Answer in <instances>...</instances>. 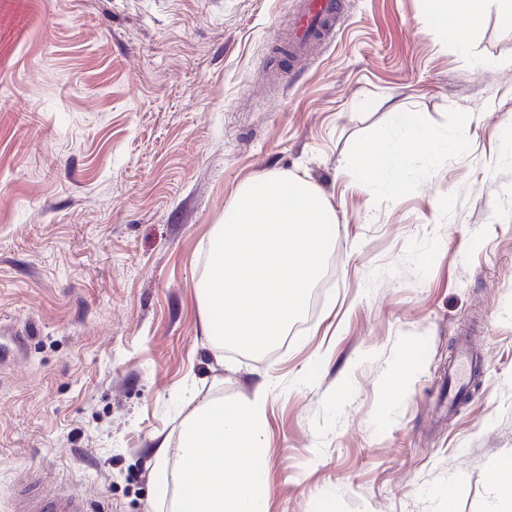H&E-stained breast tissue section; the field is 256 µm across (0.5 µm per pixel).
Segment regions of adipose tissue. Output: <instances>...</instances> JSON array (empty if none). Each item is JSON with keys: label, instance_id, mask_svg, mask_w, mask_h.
I'll list each match as a JSON object with an SVG mask.
<instances>
[{"label": "adipose tissue", "instance_id": "1", "mask_svg": "<svg viewBox=\"0 0 512 512\" xmlns=\"http://www.w3.org/2000/svg\"><path fill=\"white\" fill-rule=\"evenodd\" d=\"M489 14L512 25V0H423L419 21L431 31L455 38L465 59L468 32ZM389 113L391 122L377 144L363 150L361 169L380 193L394 196L408 189V168L416 154L452 151L462 138H440L425 113L399 105ZM268 397L269 389L261 383L243 404L212 401L195 408L182 422L176 469L167 467V441L154 447V496L171 499L172 512H265L260 434Z\"/></svg>", "mask_w": 512, "mask_h": 512}]
</instances>
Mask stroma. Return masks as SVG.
Instances as JSON below:
<instances>
[{
	"label": "stroma",
	"instance_id": "1",
	"mask_svg": "<svg viewBox=\"0 0 512 512\" xmlns=\"http://www.w3.org/2000/svg\"><path fill=\"white\" fill-rule=\"evenodd\" d=\"M282 50L298 0H0V512L30 479L89 512H170L155 436L211 400L270 397L266 512H501L512 474V28L462 61L421 0H341ZM464 146L381 196L356 155L390 103ZM272 170L336 213L312 312L260 355L200 334L211 233ZM477 376L448 411V359ZM453 489L446 499L445 489ZM340 10V0H304L288 43L290 58L301 57L311 42L325 40L333 30Z\"/></svg>",
	"mask_w": 512,
	"mask_h": 512
}]
</instances>
